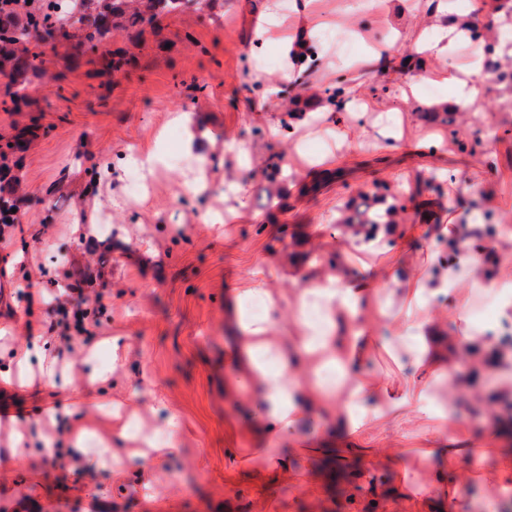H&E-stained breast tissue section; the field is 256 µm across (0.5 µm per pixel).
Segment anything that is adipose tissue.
I'll list each match as a JSON object with an SVG mask.
<instances>
[{
    "mask_svg": "<svg viewBox=\"0 0 512 512\" xmlns=\"http://www.w3.org/2000/svg\"><path fill=\"white\" fill-rule=\"evenodd\" d=\"M462 279L455 268L441 276L419 274L403 289L405 310L401 319L387 321L386 308L391 294L389 279L371 275L347 280L330 274L319 279L312 295L327 303L329 327L319 335L299 337L275 335V322L260 326L248 321L243 302L262 293L261 270L250 273V285L242 289L234 318L240 332L235 388L258 397L257 435L267 442L263 454L270 465L281 464L284 452L275 443L288 427L312 409L324 406L313 393L320 387L319 374L325 366L341 364L350 383L347 402L328 413L326 422L336 430L356 432L367 417L413 414L427 420L426 446L420 449L428 465L427 482L448 499V512H468V503L449 482L446 464L457 456L473 453L474 443L460 442L454 435L452 412L467 387L454 380L452 361L467 339L448 336L445 318L434 308L438 296L454 291ZM399 340L409 353V371L403 384L394 386L361 373L365 358L380 343ZM276 356L279 371H272L267 359ZM447 384L448 399L439 401L432 393Z\"/></svg>",
    "mask_w": 512,
    "mask_h": 512,
    "instance_id": "obj_1",
    "label": "adipose tissue"
}]
</instances>
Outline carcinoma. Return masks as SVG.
Instances as JSON below:
<instances>
[{
  "mask_svg": "<svg viewBox=\"0 0 512 512\" xmlns=\"http://www.w3.org/2000/svg\"><path fill=\"white\" fill-rule=\"evenodd\" d=\"M202 0H41L20 3L18 0H0V66L10 69L11 84L3 91L4 111L17 112L32 104L27 77L44 69V53L39 49L40 32L55 35L58 40H75L74 49L79 54L94 53L105 36L113 29H139L153 23L162 14L182 13L200 4ZM471 38L483 44V49L495 58L487 81L495 86L512 89V66L501 63V53L512 50L489 43L478 28H469ZM35 135L28 126L5 142H0V183H11L10 162L22 143ZM387 199V193L376 187L371 193L360 192L347 201L341 211L339 223L347 225L354 233L373 236L383 224L396 223V216L404 206L391 203L384 209L377 203Z\"/></svg>",
  "mask_w": 512,
  "mask_h": 512,
  "instance_id": "obj_1",
  "label": "carcinoma"
}]
</instances>
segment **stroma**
Returning <instances> with one entry per match:
<instances>
[{"instance_id":"stroma-1","label":"stroma","mask_w":512,"mask_h":512,"mask_svg":"<svg viewBox=\"0 0 512 512\" xmlns=\"http://www.w3.org/2000/svg\"><path fill=\"white\" fill-rule=\"evenodd\" d=\"M215 0L116 31L98 54L71 44L45 50L31 79L33 110L0 111V136L38 120L13 173L24 196L0 224V360L41 336L59 374L39 364L0 382V512H416L393 497L388 448H415L409 415L367 422L351 437L370 459L308 454L331 439L317 415L289 429L287 475L266 476L253 454L250 403L229 397L230 326L254 267L291 327L292 297L322 272L361 262L408 282L431 252L469 271L463 293L438 297L454 318L462 303L495 308L494 288L472 267L463 237L442 224L479 223L480 245L512 258V95L491 92L470 41L423 54L430 78L409 85L403 56L422 53L436 24L428 0ZM350 35L337 62L321 31ZM317 42L306 83L281 39ZM399 56L388 57L389 44ZM130 58L107 73L104 55ZM479 81L483 110L455 127L421 114L452 90L442 75ZM353 80L341 105L330 90ZM187 114V123L173 122ZM469 143L466 151L457 142ZM154 152L150 188L126 194L127 156ZM179 163H172V156ZM389 185L403 222L370 253L339 223L358 190ZM91 226L82 237L75 225ZM82 289L87 317L57 314L64 288ZM470 351L512 355V322L475 318ZM136 411L143 432L176 415L173 453L140 465L137 443L109 417ZM462 440H480L497 470L512 437L491 436L481 413L460 407ZM470 512H512L496 484L460 482Z\"/></svg>"}]
</instances>
